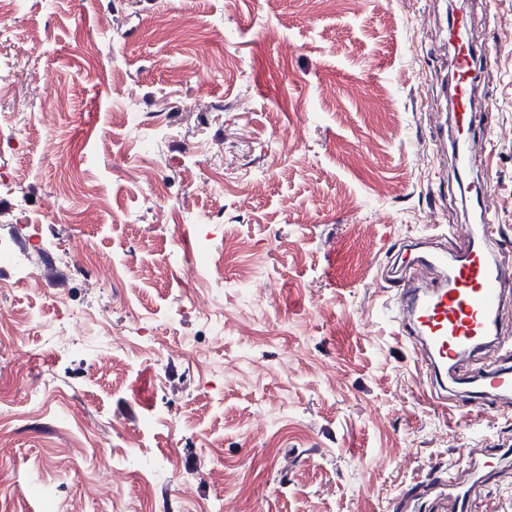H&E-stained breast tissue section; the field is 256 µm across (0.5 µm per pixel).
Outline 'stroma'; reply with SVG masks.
Wrapping results in <instances>:
<instances>
[{"instance_id": "obj_1", "label": "stroma", "mask_w": 512, "mask_h": 512, "mask_svg": "<svg viewBox=\"0 0 512 512\" xmlns=\"http://www.w3.org/2000/svg\"><path fill=\"white\" fill-rule=\"evenodd\" d=\"M462 2L488 58L477 176L512 255V0ZM449 7L17 0L0 16V57L32 67L9 88L26 131L0 119V314L33 317L0 336V512H389L474 457L498 473L478 512H512V399L438 405L392 307L404 244L449 252L473 227L433 142ZM53 84L67 100L47 112ZM185 242L222 273L184 277ZM31 243L35 281L15 263ZM67 247L112 277L58 265Z\"/></svg>"}]
</instances>
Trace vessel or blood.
I'll list each match as a JSON object with an SVG mask.
<instances>
[{"instance_id":"vessel-or-blood-1","label":"vessel or blood","mask_w":512,"mask_h":512,"mask_svg":"<svg viewBox=\"0 0 512 512\" xmlns=\"http://www.w3.org/2000/svg\"><path fill=\"white\" fill-rule=\"evenodd\" d=\"M471 21L466 16L454 20V54L451 61L454 81L453 119L462 145L461 158L466 168L484 162L488 140L475 131V98L480 83L479 69L471 36ZM416 264L448 269L447 278L419 285L400 278L393 296L399 332L406 336L424 361L447 370L462 358L480 352L488 338H501L499 312L506 291L512 290V267L505 258H491L465 238L456 263L443 253L419 256ZM473 401L483 395L512 396V362L470 378ZM451 512H474L475 485L449 477L446 485Z\"/></svg>"}]
</instances>
